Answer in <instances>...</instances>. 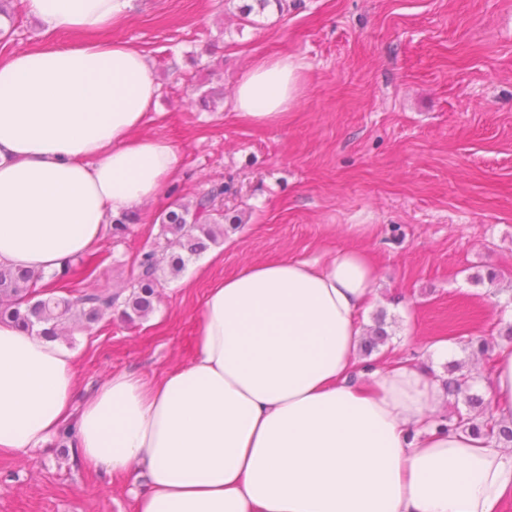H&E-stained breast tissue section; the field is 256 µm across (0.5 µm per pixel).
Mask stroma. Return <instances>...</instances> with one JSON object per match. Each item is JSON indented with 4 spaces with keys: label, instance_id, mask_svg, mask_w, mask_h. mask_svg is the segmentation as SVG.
Wrapping results in <instances>:
<instances>
[{
    "label": "stroma",
    "instance_id": "1",
    "mask_svg": "<svg viewBox=\"0 0 512 512\" xmlns=\"http://www.w3.org/2000/svg\"><path fill=\"white\" fill-rule=\"evenodd\" d=\"M113 37L150 59L160 96L143 132L179 151L180 173L121 241L96 288H122L132 260L160 233L156 214L226 187L220 254L204 279L201 258L162 274L148 318L118 313L72 329L83 402L112 373L152 378L187 363L193 318L208 280L279 257L312 259L357 247L377 269L365 325L384 321L391 355L446 377L427 357L452 344L476 393L488 396L500 347L512 344V0H293L254 24L231 0H138ZM0 60L44 40L27 0H15ZM303 63L299 96L276 123L236 119L234 84L256 61ZM219 91L215 111L198 98ZM366 225L363 235L350 234ZM418 328L406 333L403 312ZM482 339L485 355L470 344ZM143 482L83 465L48 443L0 456V512H134Z\"/></svg>",
    "mask_w": 512,
    "mask_h": 512
}]
</instances>
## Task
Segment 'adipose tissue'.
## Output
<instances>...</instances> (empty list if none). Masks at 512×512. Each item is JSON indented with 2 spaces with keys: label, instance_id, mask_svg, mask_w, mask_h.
I'll return each mask as SVG.
<instances>
[{
  "label": "adipose tissue",
  "instance_id": "adipose-tissue-1",
  "mask_svg": "<svg viewBox=\"0 0 512 512\" xmlns=\"http://www.w3.org/2000/svg\"><path fill=\"white\" fill-rule=\"evenodd\" d=\"M45 42L0 61V266L62 271L109 217L159 194L179 163L141 134L160 85L147 55L98 39L135 0H28ZM298 63L239 75L237 118L277 122L298 97ZM377 273L356 248L243 265L206 288L190 362L147 378L116 372L82 405L76 355L0 322V453L43 447L67 420L77 456L142 472L134 512H503L512 448L438 433V380L395 358L360 381V318ZM491 402L512 419V347Z\"/></svg>",
  "mask_w": 512,
  "mask_h": 512
}]
</instances>
